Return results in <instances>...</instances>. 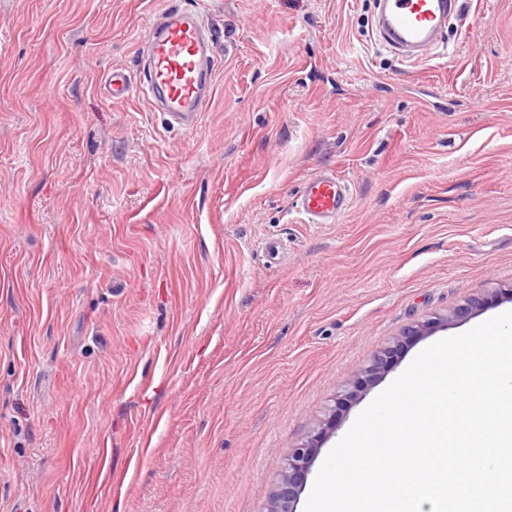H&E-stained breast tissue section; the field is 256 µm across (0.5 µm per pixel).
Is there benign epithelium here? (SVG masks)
<instances>
[{
    "label": "benign epithelium",
    "mask_w": 512,
    "mask_h": 512,
    "mask_svg": "<svg viewBox=\"0 0 512 512\" xmlns=\"http://www.w3.org/2000/svg\"><path fill=\"white\" fill-rule=\"evenodd\" d=\"M506 297L512 299V289L503 291L493 290L483 297L469 298L458 305L446 315H436L411 327L402 335L395 345L376 355L372 363L365 370L364 376L356 381L351 389L343 394L342 400L348 402L356 399L365 388L380 379L392 367L398 352L407 343L431 334L439 327H446L455 322L462 321L484 310L493 302ZM336 429V410H331L328 417L314 429L311 434L294 446L288 454L287 462L280 475L270 508L267 512H296L295 502L300 495L307 474L314 462L318 450Z\"/></svg>",
    "instance_id": "benign-epithelium-1"
}]
</instances>
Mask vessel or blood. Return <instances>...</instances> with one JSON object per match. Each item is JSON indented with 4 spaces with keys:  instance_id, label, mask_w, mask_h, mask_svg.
Instances as JSON below:
<instances>
[{
    "instance_id": "vessel-or-blood-1",
    "label": "vessel or blood",
    "mask_w": 512,
    "mask_h": 512,
    "mask_svg": "<svg viewBox=\"0 0 512 512\" xmlns=\"http://www.w3.org/2000/svg\"><path fill=\"white\" fill-rule=\"evenodd\" d=\"M459 0H377L371 29L377 39L403 60L413 63L437 45ZM143 64L139 81L116 69L106 79L110 98L134 94L156 104L166 127L193 130L215 91L213 35L197 7L159 12L139 48ZM351 207L341 179L324 172L305 181L298 208L306 223L332 224Z\"/></svg>"
}]
</instances>
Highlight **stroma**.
<instances>
[{"mask_svg": "<svg viewBox=\"0 0 512 512\" xmlns=\"http://www.w3.org/2000/svg\"><path fill=\"white\" fill-rule=\"evenodd\" d=\"M195 2L0 0V512H266L376 354L512 286V0H461L413 66L374 0H210L215 95L186 135L105 79ZM324 170L352 206L304 223ZM505 310L403 348L320 457Z\"/></svg>", "mask_w": 512, "mask_h": 512, "instance_id": "stroma-1", "label": "stroma"}]
</instances>
